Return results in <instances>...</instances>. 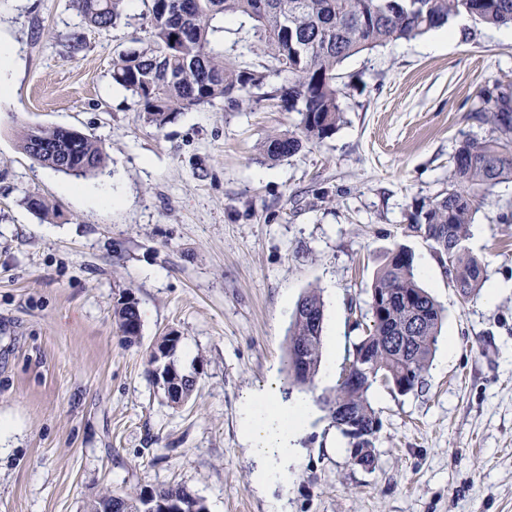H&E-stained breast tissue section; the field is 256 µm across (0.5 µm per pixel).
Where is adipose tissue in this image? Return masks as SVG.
I'll list each match as a JSON object with an SVG mask.
<instances>
[{
  "mask_svg": "<svg viewBox=\"0 0 512 512\" xmlns=\"http://www.w3.org/2000/svg\"><path fill=\"white\" fill-rule=\"evenodd\" d=\"M314 413L310 398L284 399L277 378L248 394L241 406L244 444L259 462L255 485L265 489L281 481L300 461L296 441Z\"/></svg>",
  "mask_w": 512,
  "mask_h": 512,
  "instance_id": "adipose-tissue-1",
  "label": "adipose tissue"
}]
</instances>
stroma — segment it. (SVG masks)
<instances>
[{
	"label": "stroma",
	"mask_w": 512,
	"mask_h": 512,
	"mask_svg": "<svg viewBox=\"0 0 512 512\" xmlns=\"http://www.w3.org/2000/svg\"><path fill=\"white\" fill-rule=\"evenodd\" d=\"M132 31L82 25L67 0H0L13 54L0 104V512H86L104 491L180 486L206 512H512V182L475 213L466 247L487 279L461 302L411 211L448 185L464 137L496 136L486 101L512 96V28L447 29L344 61L343 120L269 161L300 116L269 78L258 101L146 123L110 70ZM77 36L85 48L70 54ZM100 139L105 167L77 179L26 155L29 126ZM35 193L55 208L25 209ZM414 255L446 318L421 391L371 393L376 463L354 465L316 412L302 463L261 491L239 430L245 395L280 370L305 289L324 301L323 356L343 367L387 253ZM137 299L139 343L113 320ZM177 333L191 400L170 406L147 353Z\"/></svg>",
	"instance_id": "stroma-1"
}]
</instances>
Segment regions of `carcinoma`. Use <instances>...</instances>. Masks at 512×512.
I'll return each instance as SVG.
<instances>
[{
	"instance_id": "cac0c4a2",
	"label": "carcinoma",
	"mask_w": 512,
	"mask_h": 512,
	"mask_svg": "<svg viewBox=\"0 0 512 512\" xmlns=\"http://www.w3.org/2000/svg\"><path fill=\"white\" fill-rule=\"evenodd\" d=\"M133 0H69L81 22L108 31L128 25ZM142 36L112 58V85L129 92L147 123L161 129L175 114L222 102L239 108L253 101L252 90L288 73L281 88L299 112L300 133L273 134L262 145L266 157L281 161L305 143H320L342 121L338 67L349 57L441 28L466 14L487 26H512V0H141ZM240 19L236 38L226 44L225 20ZM500 132L489 139L465 138L455 151L448 188L411 215V231L431 242L453 288L462 300L475 296L486 281L483 262L466 248L473 214L496 185L512 181V106L506 98L483 109ZM46 144L35 161L70 176L87 177L105 165L102 142L66 127L24 130L20 147L30 153ZM29 211L48 215L44 198L27 194ZM371 300L393 299L387 315L370 316L346 362L360 370L358 384L336 385L322 397L332 426L355 448L374 455L381 424L369 396L377 383L394 388L406 382L405 395L423 384L437 350L443 308L419 283L414 258L403 247L388 254L377 270ZM122 335L141 323L138 302L115 305ZM324 302L311 288L296 302L288 327L282 390L311 383L321 365ZM127 508L151 501L156 512L174 500L206 512L203 502L181 487L121 497Z\"/></svg>"
}]
</instances>
